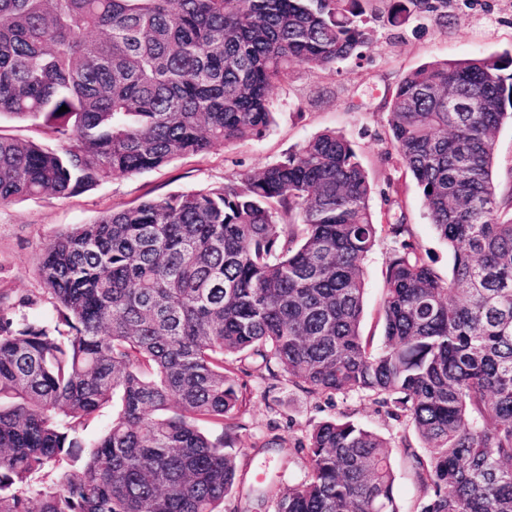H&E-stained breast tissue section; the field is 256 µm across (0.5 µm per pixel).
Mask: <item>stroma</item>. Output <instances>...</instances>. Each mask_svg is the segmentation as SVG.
Returning a JSON list of instances; mask_svg holds the SVG:
<instances>
[{"label":"stroma","instance_id":"1","mask_svg":"<svg viewBox=\"0 0 512 512\" xmlns=\"http://www.w3.org/2000/svg\"><path fill=\"white\" fill-rule=\"evenodd\" d=\"M512 50V0H448V24L434 18L409 20L399 27L375 24L373 40L360 58L321 71L301 65L270 91L275 122L257 140L219 144L200 155L133 176L107 179L92 189L60 198H22L0 207V305L15 319L44 323L53 301L44 289L38 256L56 236L102 214L173 192L208 190L229 177L262 168L298 149L316 134L333 130L349 140L374 184L370 206L383 214L397 197L422 255L440 277H448L452 255L436 234L419 188L389 145V101L401 79L418 66L443 58ZM393 244L380 238L365 261L363 333L382 336L379 311L384 272ZM250 402L240 433L237 479L231 497L240 512H273L268 490L283 491L306 475L303 454L263 447L271 434L302 435L310 425L348 412L361 426L391 439L400 426L383 408L351 397L327 402L280 384L268 388L258 376H240Z\"/></svg>","mask_w":512,"mask_h":512}]
</instances>
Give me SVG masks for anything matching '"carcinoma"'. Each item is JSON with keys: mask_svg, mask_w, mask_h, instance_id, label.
Instances as JSON below:
<instances>
[{"mask_svg": "<svg viewBox=\"0 0 512 512\" xmlns=\"http://www.w3.org/2000/svg\"><path fill=\"white\" fill-rule=\"evenodd\" d=\"M414 13L445 25L448 0H0V119L57 143L0 135V206L261 138L294 66L335 71L371 22ZM511 121L509 51L425 63L392 95L390 145L452 252L446 281L405 213L377 223L332 130L56 237L39 257L55 318L0 308V512H238L223 510L248 401L237 374L254 365L386 409L419 512H512V171L505 192L494 178ZM382 234L375 348L360 325ZM272 443L307 468L274 512H400L391 442L348 414ZM2 134L15 136L23 139L35 141L37 143L54 146V142L44 133V130L30 122H18L6 118H2L0 123Z\"/></svg>", "mask_w": 512, "mask_h": 512, "instance_id": "cac0c4a2", "label": "carcinoma"}]
</instances>
